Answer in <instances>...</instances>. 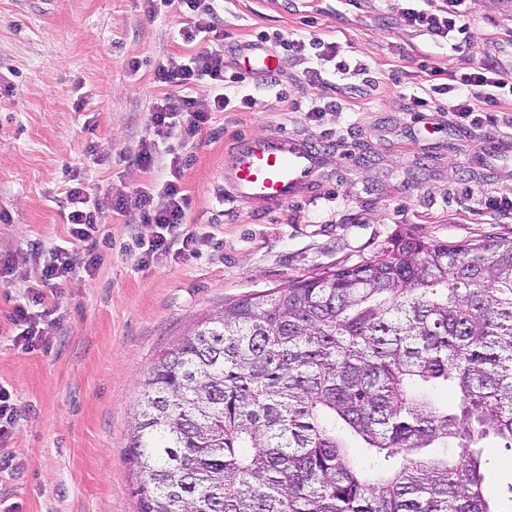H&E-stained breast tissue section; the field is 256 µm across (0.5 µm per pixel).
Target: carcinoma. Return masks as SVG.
<instances>
[{
    "instance_id": "1",
    "label": "carcinoma",
    "mask_w": 512,
    "mask_h": 512,
    "mask_svg": "<svg viewBox=\"0 0 512 512\" xmlns=\"http://www.w3.org/2000/svg\"><path fill=\"white\" fill-rule=\"evenodd\" d=\"M142 388L139 512H499L481 443L512 451V237L401 233L378 259L234 299Z\"/></svg>"
}]
</instances>
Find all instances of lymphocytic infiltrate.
Returning a JSON list of instances; mask_svg holds the SVG:
<instances>
[{
	"label": "lymphocytic infiltrate",
	"mask_w": 512,
	"mask_h": 512,
	"mask_svg": "<svg viewBox=\"0 0 512 512\" xmlns=\"http://www.w3.org/2000/svg\"><path fill=\"white\" fill-rule=\"evenodd\" d=\"M167 7H177L188 21L179 34L185 43L195 45L194 54L188 55L178 65L158 64L155 79L164 86L178 89V97H165L156 101L150 113L153 137L143 143L135 162L144 169L154 167L160 143L172 136L190 140L207 128L214 113L230 108H251L249 95L228 94L229 84L244 82V75L226 78L224 53L214 47L222 37L218 28L215 0H160ZM401 22L431 36L435 41H453L456 36L467 34L469 15L467 0H442L441 5H431L430 0H409L402 12ZM211 88L208 101H198L189 90L198 82ZM431 91L448 98V113L458 125L478 122L482 107L497 105L512 97V82L500 76L496 57L491 53L469 59L466 66L450 73L447 82L432 85ZM170 177L157 192H138L134 202L118 199L117 210L137 215L140 223L155 225L157 231L149 242V253H168L174 249L188 251L195 244L194 237L182 234L191 199L183 189L180 179L183 164L171 158ZM71 208L67 214L72 238L79 243L92 240L96 232V206L87 199L80 188L68 192ZM98 265L96 256L83 257L76 250L65 248L55 251L41 268V279L48 285H58L76 270L93 272Z\"/></svg>",
	"instance_id": "obj_1"
}]
</instances>
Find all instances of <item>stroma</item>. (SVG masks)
<instances>
[{
  "label": "stroma",
  "mask_w": 512,
  "mask_h": 512,
  "mask_svg": "<svg viewBox=\"0 0 512 512\" xmlns=\"http://www.w3.org/2000/svg\"><path fill=\"white\" fill-rule=\"evenodd\" d=\"M406 0H219L224 60L244 64L241 46L296 34L339 43L348 66L321 67L309 86L313 49L281 54L274 75H254L253 106L215 113L194 139H169L151 169L133 163L151 136L150 110L169 89L158 63H183L175 9L150 13L145 0H0V387L17 417L0 457L22 464L0 473V504L23 512H138L127 460L142 382L157 355L193 334L226 300L375 259L402 232L467 244L512 236V100L473 126L449 121L447 96H432L433 73L492 52L512 81V0H470L473 38L462 51L403 25ZM320 108L295 110L293 99ZM415 98L431 112H411ZM284 132L319 151L308 195L265 214L221 199L224 154L243 134ZM192 199L182 233L193 251L145 250L155 231L115 210L118 196L161 184L171 157ZM99 211V258L49 286L40 268L70 247L63 210L70 177ZM39 295V336L17 343V305ZM485 493L506 501L512 451L484 441Z\"/></svg>",
  "instance_id": "obj_1"
}]
</instances>
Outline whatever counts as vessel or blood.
<instances>
[{
  "instance_id": "vessel-or-blood-1",
  "label": "vessel or blood",
  "mask_w": 512,
  "mask_h": 512,
  "mask_svg": "<svg viewBox=\"0 0 512 512\" xmlns=\"http://www.w3.org/2000/svg\"><path fill=\"white\" fill-rule=\"evenodd\" d=\"M318 160L312 145L288 134L246 135L224 156V183L233 201L274 211L309 190Z\"/></svg>"
}]
</instances>
